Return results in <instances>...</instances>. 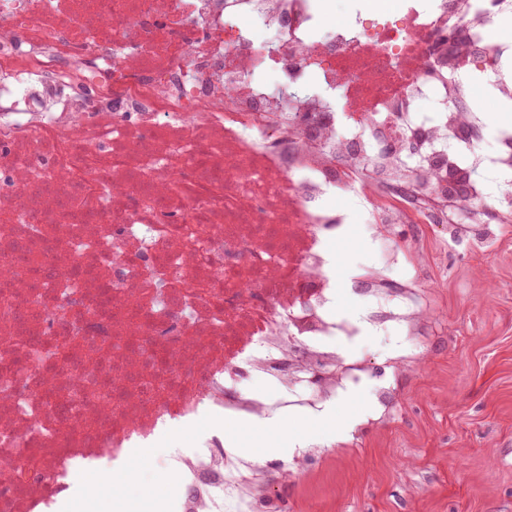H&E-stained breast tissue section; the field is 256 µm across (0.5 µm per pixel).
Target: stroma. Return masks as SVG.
I'll return each mask as SVG.
<instances>
[{"instance_id":"obj_1","label":"stroma","mask_w":512,"mask_h":512,"mask_svg":"<svg viewBox=\"0 0 512 512\" xmlns=\"http://www.w3.org/2000/svg\"><path fill=\"white\" fill-rule=\"evenodd\" d=\"M330 206L353 214L336 253L343 270L372 261L375 250L359 216V196ZM421 239L428 260L395 267L398 280L416 275L437 310L435 337L421 370L406 377L397 362L408 343L395 329L371 331L343 344L345 356L371 363L397 383L398 403L387 426L367 430L361 443L336 447L333 423L319 415H282L277 430L228 425L205 414L193 429L158 440L145 461L121 472L122 512H149L155 498L175 512L183 485L164 459L219 438L246 458L272 464L266 443L288 438L316 442L324 455L298 482L279 488L263 512H512V231L480 225L456 236L450 224H406L400 243Z\"/></svg>"}]
</instances>
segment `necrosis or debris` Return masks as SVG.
Wrapping results in <instances>:
<instances>
[{
	"label": "necrosis or debris",
	"mask_w": 512,
	"mask_h": 512,
	"mask_svg": "<svg viewBox=\"0 0 512 512\" xmlns=\"http://www.w3.org/2000/svg\"><path fill=\"white\" fill-rule=\"evenodd\" d=\"M343 2L326 36L322 0H0V512H54L76 460L121 468L208 410L316 412L373 378L340 347L368 329L427 348L423 290L385 274L422 256L398 225L445 223L442 164L512 177L452 137L482 119L472 71L512 100V45L486 37L512 0ZM347 192L387 245L358 319L337 309ZM315 453L211 440L180 460V512L266 501Z\"/></svg>",
	"instance_id": "4bbe7bcc"
}]
</instances>
